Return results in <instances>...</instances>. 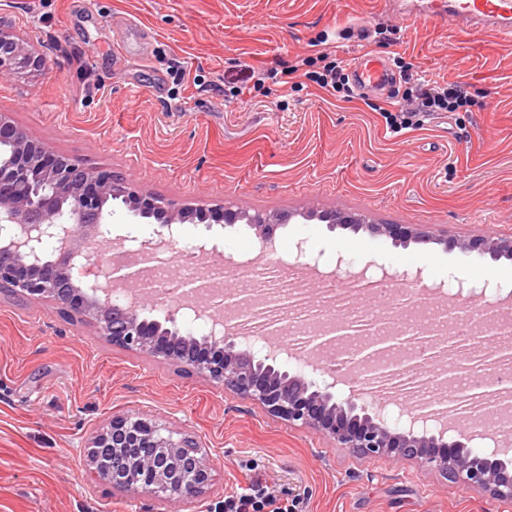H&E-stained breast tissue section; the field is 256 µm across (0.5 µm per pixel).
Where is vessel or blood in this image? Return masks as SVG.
I'll list each match as a JSON object with an SVG mask.
<instances>
[{
	"instance_id": "1",
	"label": "vessel or blood",
	"mask_w": 512,
	"mask_h": 512,
	"mask_svg": "<svg viewBox=\"0 0 512 512\" xmlns=\"http://www.w3.org/2000/svg\"><path fill=\"white\" fill-rule=\"evenodd\" d=\"M433 16L446 18L449 28L494 32L512 38V0H441ZM354 84L359 93L389 89L398 80L389 62L365 57L353 66Z\"/></svg>"
}]
</instances>
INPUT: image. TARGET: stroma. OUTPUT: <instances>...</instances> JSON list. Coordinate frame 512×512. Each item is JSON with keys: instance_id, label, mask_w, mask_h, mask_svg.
Instances as JSON below:
<instances>
[{"instance_id": "1", "label": "stroma", "mask_w": 512, "mask_h": 512, "mask_svg": "<svg viewBox=\"0 0 512 512\" xmlns=\"http://www.w3.org/2000/svg\"><path fill=\"white\" fill-rule=\"evenodd\" d=\"M419 0H0V26L47 57L0 78V113L50 150L106 168L136 190L206 210L287 216L280 246L308 259L342 249L432 303L504 296L512 259L454 248L512 235V40L453 33ZM327 50L343 68L368 54L466 84L464 109L401 132L380 112L407 94L345 96L296 60ZM273 71L249 85L244 69ZM314 208L365 225L291 220ZM421 224L433 243L370 235L367 223ZM258 252L253 230L183 225L180 241ZM147 415L211 453L197 502L133 498L80 455L118 415ZM255 471H247L246 462ZM258 476L302 512H512L413 460L369 458L284 424L174 364L120 348L48 301L0 290V512H211Z\"/></svg>"}]
</instances>
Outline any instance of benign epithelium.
Masks as SVG:
<instances>
[{
	"mask_svg": "<svg viewBox=\"0 0 512 512\" xmlns=\"http://www.w3.org/2000/svg\"><path fill=\"white\" fill-rule=\"evenodd\" d=\"M28 42L0 27V76L20 66L39 65ZM26 182L27 194L19 191ZM121 200L134 217L159 224L153 236L169 249L178 243V226L193 223L198 212L185 205L138 192L106 168L89 169L68 156L51 151L0 114V288L32 300H49L59 312L94 325L112 344L177 365L260 406L270 416L299 425L364 456L417 460L456 482L479 488L496 498L512 497V474L505 461H486L468 448L473 420L452 425L430 436L400 430L377 415L355 388L343 399L314 388L312 381L277 366L274 359L258 360L227 332L197 338L178 329L147 321L141 313L157 302L148 297L131 269L108 261L112 250L130 236L100 229ZM336 224H359L345 213L311 211L303 216ZM202 219L215 224L246 221L255 230L263 252L275 248V232L284 219L275 214H252L222 206ZM368 230L394 241L425 243L432 239L417 224H369ZM465 252L512 257V236H473L450 243ZM125 288L135 301L112 304L111 288ZM86 458L98 477L134 497H161L178 503L198 500L211 482L213 458L186 438L164 435L146 416H118L95 433Z\"/></svg>",
	"mask_w": 512,
	"mask_h": 512,
	"instance_id": "benign-epithelium-1",
	"label": "benign epithelium"
}]
</instances>
